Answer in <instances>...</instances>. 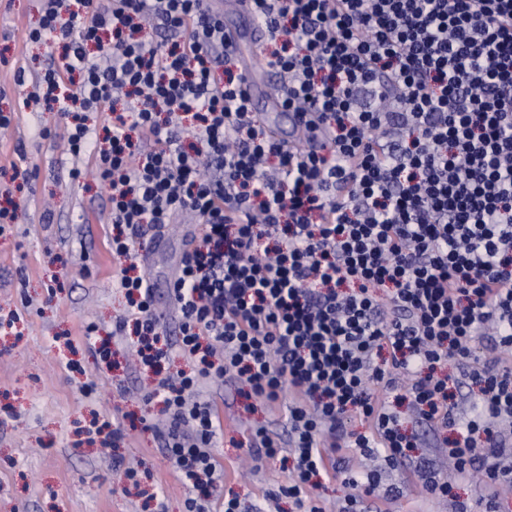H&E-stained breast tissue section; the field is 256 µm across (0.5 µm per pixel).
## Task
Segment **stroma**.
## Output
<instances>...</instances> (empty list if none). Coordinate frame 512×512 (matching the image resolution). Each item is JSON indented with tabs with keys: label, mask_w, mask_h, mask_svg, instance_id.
Wrapping results in <instances>:
<instances>
[{
	"label": "stroma",
	"mask_w": 512,
	"mask_h": 512,
	"mask_svg": "<svg viewBox=\"0 0 512 512\" xmlns=\"http://www.w3.org/2000/svg\"><path fill=\"white\" fill-rule=\"evenodd\" d=\"M46 0H0V110L14 111V127L0 135V204L12 201L16 220L0 237V316L14 317L0 328V512H185L189 489L155 436L158 403L146 402L154 386L135 360L130 339L113 335L127 309L115 286L120 268L108 245L112 230L109 195L87 158L73 156L62 138L42 139V128L62 131L57 111L23 107L38 74L57 61L60 50L34 43L27 34L38 27ZM25 68L17 85L14 72ZM35 170L30 181L16 170ZM81 169L71 178V169ZM192 226L173 224L156 241H144V268L156 288L155 306L178 329L169 297L171 274L191 238ZM111 338V368H102L85 327ZM78 362L79 371L69 369ZM96 390L84 394L85 382ZM240 385L227 378L207 382L204 400L224 422L225 442L213 450L224 468L223 494L240 501L241 512H256L264 495L287 482L279 463L250 457V436L259 427L280 441L288 439L286 405L292 394L269 409L256 403L245 411ZM404 426L418 436L413 463L390 466L382 456L348 453L346 466L358 474L380 475V487L365 497L367 512H455L464 502L483 512L487 501L512 506V488L477 473L457 483L456 501H438L415 474V461L441 467L433 433L402 410ZM119 419L118 442L84 432L92 419ZM133 464L137 483L123 481L115 459ZM396 487L397 499L385 491Z\"/></svg>",
	"instance_id": "obj_1"
}]
</instances>
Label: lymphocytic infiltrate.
<instances>
[{
	"mask_svg": "<svg viewBox=\"0 0 512 512\" xmlns=\"http://www.w3.org/2000/svg\"><path fill=\"white\" fill-rule=\"evenodd\" d=\"M243 2L299 143L254 112L214 0H47L28 34L60 46L37 86L109 190L131 315L113 333L133 330L158 376V436L193 491L186 512H240L215 495L224 425L199 398L227 377L266 403L294 394L287 443L260 428L252 446L289 466L277 493L299 512H323V482L377 486L339 451L410 460L402 404L441 437L456 477L512 483V370L474 361L481 342L512 346V0ZM103 106L111 120L89 126ZM187 213L173 339L135 243ZM176 356L186 369L166 373ZM455 360L477 389L466 419Z\"/></svg>",
	"mask_w": 512,
	"mask_h": 512,
	"instance_id": "lymphocytic-infiltrate-1",
	"label": "lymphocytic infiltrate"
}]
</instances>
